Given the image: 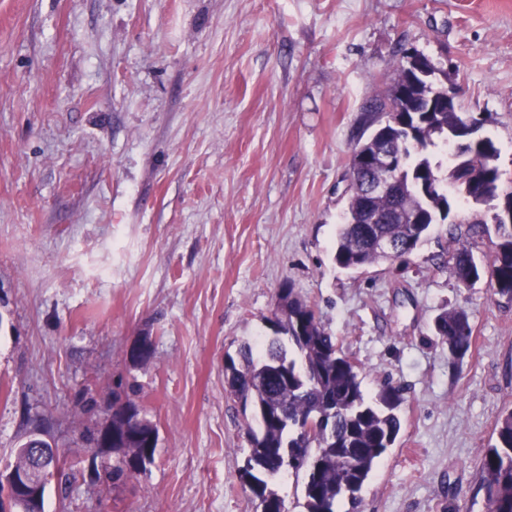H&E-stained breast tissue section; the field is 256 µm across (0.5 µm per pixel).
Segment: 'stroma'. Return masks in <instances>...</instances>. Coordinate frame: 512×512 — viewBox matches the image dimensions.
<instances>
[{
    "label": "stroma",
    "mask_w": 512,
    "mask_h": 512,
    "mask_svg": "<svg viewBox=\"0 0 512 512\" xmlns=\"http://www.w3.org/2000/svg\"><path fill=\"white\" fill-rule=\"evenodd\" d=\"M490 117L512 187V0H0V471L37 433L76 477L45 512H256L224 364L272 336L281 289L405 390L359 512H487L481 458L512 409V304L459 284L438 226L406 265L332 260L361 107L398 45ZM467 311L455 364L433 332ZM149 337L153 356L132 365ZM136 383L146 474L103 491L81 395Z\"/></svg>",
    "instance_id": "35a3bbf8"
}]
</instances>
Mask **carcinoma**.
I'll list each match as a JSON object with an SVG mask.
<instances>
[{
    "label": "carcinoma",
    "instance_id": "obj_1",
    "mask_svg": "<svg viewBox=\"0 0 512 512\" xmlns=\"http://www.w3.org/2000/svg\"><path fill=\"white\" fill-rule=\"evenodd\" d=\"M382 94L361 108L362 130L357 141L363 150H404L401 179L392 195L370 203L353 192L333 247L335 265L346 272L383 262L372 246L374 238L392 237L401 252L390 264L406 263L431 232L448 221L451 204H484L482 184L493 197L512 200V189L502 187L497 161L500 148L483 133L461 151H450L448 165L434 161L432 149L452 145L461 116L441 106L448 92L422 76L408 61L405 47ZM489 233L476 222L452 224L454 247L444 264L456 280L472 287L485 281L493 295L512 302V225H494V258L484 264L475 258L473 239ZM273 326L276 336L254 355L252 346L240 350V359L225 362L230 395L251 410L258 427L248 428L249 454L237 478L259 500L261 512H288L285 500L269 488V481L292 472L304 473L306 512H337L348 501L356 512L358 493L382 456L394 446L402 429V389L383 382L369 398L362 389L359 367L350 361L307 301L292 288L279 293ZM435 335L457 361L473 349V327L462 309H446L435 320ZM131 383L113 389L100 400L81 401L85 411L112 410V454L115 462L95 471L94 480L117 485L144 474L154 461L158 430L142 414ZM495 440L481 459L488 512H512V410L498 414ZM33 444L15 450L12 470L28 472Z\"/></svg>",
    "mask_w": 512,
    "mask_h": 512
}]
</instances>
